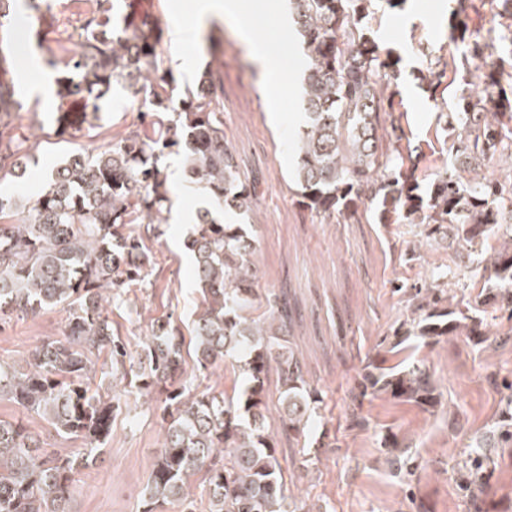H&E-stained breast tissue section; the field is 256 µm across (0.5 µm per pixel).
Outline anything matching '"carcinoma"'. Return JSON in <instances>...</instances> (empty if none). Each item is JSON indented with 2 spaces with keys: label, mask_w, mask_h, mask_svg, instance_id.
I'll list each match as a JSON object with an SVG mask.
<instances>
[{
  "label": "carcinoma",
  "mask_w": 512,
  "mask_h": 512,
  "mask_svg": "<svg viewBox=\"0 0 512 512\" xmlns=\"http://www.w3.org/2000/svg\"><path fill=\"white\" fill-rule=\"evenodd\" d=\"M402 0H293L295 24L308 58L303 78L306 121L293 144L299 205L323 221H358L371 211L380 224L422 225L427 237L484 244L494 230L508 240L490 246L484 301L512 318V184L479 176L495 156L512 157V0H501L495 38L471 32L465 0L448 10L450 39L466 72L476 71L455 99L448 163L427 191L405 134L391 153H378L383 114L394 95L377 89L396 77L399 58L382 52L367 24L379 2ZM120 0H96L66 66L76 79L57 92L81 94L99 119L112 88L139 102L143 128L94 154L70 151L43 188L22 201L0 192V322L19 314L67 308L64 331L36 346L24 364L0 365V397L40 414L59 436L81 441L76 452L45 448L41 434L20 420H0V512H73L78 475L91 467L112 432L115 397L94 386L97 373L130 380L143 394L165 396L160 454L143 492V512L160 502L196 512L191 477L203 474L209 512H288L287 488L276 441L265 425L266 383L277 374L282 421L303 436L322 398L287 345L286 306L255 288L251 256L258 240L244 223L256 186L243 180L224 140V85L211 68L179 88L157 51L156 39L116 21ZM20 102L0 92V174L23 172L26 141L4 131L3 115ZM175 153L191 181L207 193L189 217L187 239L200 299L192 322L198 367L209 372L241 346L244 384L232 392L194 391L183 374L184 337L169 319L151 323L143 353L133 362L104 315L105 306L143 285L155 266L138 225L164 224L171 206L165 158ZM440 284L412 286L410 328L394 331L399 347L411 336H446L471 321L470 309L445 306ZM359 396L384 391L405 402L433 400L429 375L372 361L363 368ZM487 456L472 460L464 487Z\"/></svg>",
  "instance_id": "obj_1"
}]
</instances>
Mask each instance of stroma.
<instances>
[{"label":"stroma","mask_w":512,"mask_h":512,"mask_svg":"<svg viewBox=\"0 0 512 512\" xmlns=\"http://www.w3.org/2000/svg\"><path fill=\"white\" fill-rule=\"evenodd\" d=\"M238 2V17L210 31L186 30L194 0H123L122 14L158 35L165 60L180 59L174 71L179 85L193 84L207 66L223 78L224 136L242 177L258 184L248 222L260 243L254 257L259 286L289 303L292 347L309 371L308 381L325 398L305 431L308 448L300 450L281 428L279 384L276 375L268 377L265 424L276 436L297 512H512V443L499 434L511 394L512 316L478 305L488 272L481 264L456 268L452 259L463 249L457 239L438 243L408 225L380 224L370 215L358 224H323L298 205L290 144L302 122L305 60L296 32L277 29L267 0ZM69 6L70 0H50L49 8L34 16L21 2L6 27L10 51L0 85L11 88L22 105L8 123L33 143L36 161L27 165L23 183L8 178L0 181L1 190L32 194L69 147L94 152L139 127L137 102L119 87L112 91L111 111L92 124L83 119L81 96L60 107L31 93L32 85L74 75L49 64L57 49L58 18ZM370 25L382 49L402 58L401 75L389 84L396 92L394 112L381 117L378 134L390 141L393 122H400L424 155L416 175L429 183L448 160V133L439 117L452 114L462 86L461 73L450 64L455 49L448 38V0H402L396 8H378ZM266 40L282 55L283 89L275 99L264 90L265 75L254 53L255 43ZM431 58L437 65L430 69ZM423 68L429 71L424 81ZM432 82L437 90H429ZM61 124L71 127L73 144L58 142ZM167 173L171 213L149 240L156 265L141 291L107 307L113 330L135 360L156 318L172 317L182 334H189L199 298L184 240L187 216L203 198L189 183L181 158H168ZM439 270L448 273L450 306H476L482 337L462 330L434 341L413 339L407 362L431 377L433 405L384 394L356 401L365 362H396L394 332L410 317L403 287L423 284ZM66 316L58 307L0 322V362L20 360L43 339L58 336ZM102 385L115 387L119 407L96 465L80 475L73 512H142V490L159 452L161 403L108 377ZM357 411L365 424L356 423ZM0 419L23 420L52 450L72 452L79 446L4 397ZM398 448L411 456L412 475L396 471L392 459ZM482 454L488 457L486 488L474 501L461 474Z\"/></svg>","instance_id":"obj_1"}]
</instances>
